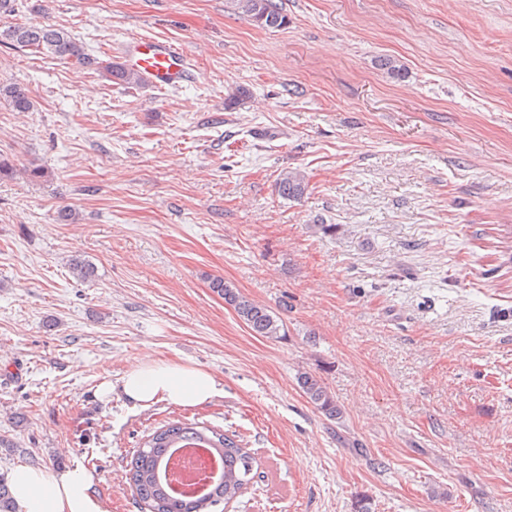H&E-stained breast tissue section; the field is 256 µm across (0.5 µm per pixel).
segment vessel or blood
I'll return each mask as SVG.
<instances>
[{
	"label": "vessel or blood",
	"mask_w": 512,
	"mask_h": 512,
	"mask_svg": "<svg viewBox=\"0 0 512 512\" xmlns=\"http://www.w3.org/2000/svg\"><path fill=\"white\" fill-rule=\"evenodd\" d=\"M127 65L144 74L161 91L180 87L189 75L183 54L173 44L162 39L131 40Z\"/></svg>",
	"instance_id": "1"
}]
</instances>
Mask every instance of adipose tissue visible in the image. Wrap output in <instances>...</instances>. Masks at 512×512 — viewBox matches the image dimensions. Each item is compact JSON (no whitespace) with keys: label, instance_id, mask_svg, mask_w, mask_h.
<instances>
[{"label":"adipose tissue","instance_id":"adipose-tissue-1","mask_svg":"<svg viewBox=\"0 0 512 512\" xmlns=\"http://www.w3.org/2000/svg\"><path fill=\"white\" fill-rule=\"evenodd\" d=\"M124 395L141 407L164 401L193 407L220 392L213 374L192 364L137 358L121 379ZM16 512H108L94 492L95 475L83 463L58 471L18 465L7 474Z\"/></svg>","mask_w":512,"mask_h":512}]
</instances>
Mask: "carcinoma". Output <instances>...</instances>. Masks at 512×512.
Listing matches in <instances>:
<instances>
[{"label": "carcinoma", "mask_w": 512, "mask_h": 512, "mask_svg": "<svg viewBox=\"0 0 512 512\" xmlns=\"http://www.w3.org/2000/svg\"><path fill=\"white\" fill-rule=\"evenodd\" d=\"M238 13L248 21L265 29L281 28L288 16L277 0H231ZM17 0H0V44L30 49L55 60L69 64L96 65L99 75L128 90L147 85L143 75L126 68L120 62H97L85 52L84 46L61 28L53 25L10 22L16 15ZM0 103L13 112H29L33 103L26 90L17 85H0ZM278 195L284 199H299L307 189V178L299 169L282 171L275 184ZM212 292L231 306L238 317L256 335L277 340L284 330L282 319L270 307L243 295L222 278L210 283ZM298 386L304 396L331 419L340 417L341 410L321 378L302 373ZM202 444L220 459L222 474L219 480L199 496L175 494L163 477L173 452L186 444ZM257 459L242 440L221 430L199 425L186 419H173L148 436L127 465L126 478L149 512H206L222 503L230 504L242 496L254 479Z\"/></svg>", "instance_id": "carcinoma-1"}]
</instances>
